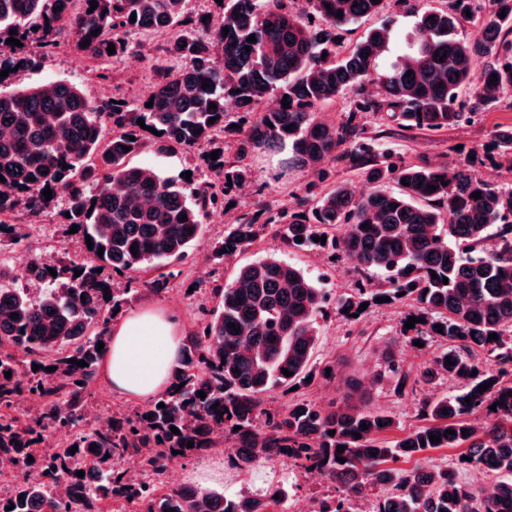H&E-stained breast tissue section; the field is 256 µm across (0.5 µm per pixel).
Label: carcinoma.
<instances>
[{
	"mask_svg": "<svg viewBox=\"0 0 512 512\" xmlns=\"http://www.w3.org/2000/svg\"><path fill=\"white\" fill-rule=\"evenodd\" d=\"M185 2L0 0V45L14 38L34 40L38 48L20 57L0 53V72L38 67L40 56L55 50L63 35L101 79L108 78L103 69L112 58L132 49V32L162 38L159 52L186 61L161 71L147 96L132 103L97 99L66 81L0 90V244L25 238L17 215L43 212L49 202L42 192L50 189L52 198L66 200L67 223L78 226L86 254L52 267L29 260L28 270L45 286L38 301L12 286L0 264V455L10 456L23 474L0 498V512H269L270 503H278L274 495L284 491L266 499L166 485L165 464L173 452L188 458L216 448L226 430L241 468L286 454L336 485L339 497L320 501L315 512H354L353 502L368 487L380 491L372 512H512V188L491 186L471 165L396 160L379 150L365 127L322 115L352 93L358 112H385L406 130L441 131L511 97L512 0H449L448 10L417 14L398 37L375 29L351 47L334 41L338 31L379 13L386 0H308L309 11L300 14L289 12L284 0H224L215 31L186 11ZM340 11L343 16H336ZM467 18L479 24L477 34L459 40L457 27ZM110 43L113 54L107 52ZM478 65L483 76L473 87L470 76ZM204 83L209 87L202 88ZM274 91L289 106L268 107ZM229 99L240 112L235 128L226 122ZM140 119L148 129L137 124ZM226 135L236 147L232 163L224 161V146L217 147L215 160L206 150ZM496 140L512 171V127ZM287 145L284 164L313 170L317 191L266 216L238 215L214 246L212 261L229 263L264 235L279 237L288 248L326 237L325 247L364 275L383 273L387 283L359 286L341 308L356 314L363 302L378 297L410 303L419 319L416 332L448 345L432 357L422 378L446 374L461 381V392L426 401L421 423L395 440L387 438L395 426L391 416L334 401L317 407L291 400L257 426L265 393L286 394L313 376L316 317L325 303L322 289L300 268L266 257L236 267L217 293L218 308L184 344L164 395L131 412L115 409L106 424L57 448L44 447L42 431H67L84 420L88 389L106 352L97 344H108L114 311L133 299L135 279L117 282L110 273L148 272L186 258L204 214L250 183L248 156L280 153ZM148 146L159 153L201 147L200 160L213 178L186 179L180 186L132 163ZM338 157L374 190L358 195L351 181L330 180V164ZM390 181L397 190L386 187ZM474 192L481 198H472ZM134 242L136 255L130 250ZM76 269L82 271L78 277ZM491 333L498 340L489 339ZM447 357L454 365L445 363ZM385 360L401 396L411 375L393 354ZM50 366L56 370L47 371ZM489 380L493 384L478 391ZM26 393L40 400L41 409L20 419L11 411ZM431 434L441 441L431 442ZM74 446L78 450L69 453ZM437 448L461 449L469 464L497 481L475 491L455 468L422 462L424 453ZM130 456L143 457L145 477L112 465ZM86 466L97 469L92 485L77 476Z\"/></svg>",
	"mask_w": 512,
	"mask_h": 512,
	"instance_id": "carcinoma-1",
	"label": "carcinoma"
}]
</instances>
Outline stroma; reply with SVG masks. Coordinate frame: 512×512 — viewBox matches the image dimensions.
Masks as SVG:
<instances>
[{"label":"stroma","mask_w":512,"mask_h":512,"mask_svg":"<svg viewBox=\"0 0 512 512\" xmlns=\"http://www.w3.org/2000/svg\"><path fill=\"white\" fill-rule=\"evenodd\" d=\"M448 0H388L382 14L361 19L340 32L343 46L355 44L369 29L386 26L393 32L406 31L414 22L415 10H444ZM171 59L153 51L140 57L137 51L112 59L109 64V80L94 76L87 57L68 41L45 57L38 70H19L0 80V89L8 91L16 87L64 80L82 85L93 96L114 100L134 101L146 96L161 68L171 66ZM351 95L338 97L327 107L328 119L341 121L353 118L355 124L368 131L381 134L380 145L411 162L428 160L451 166L473 163L483 179L499 187H512V171L502 166L499 150L493 145L494 131L500 126H512V98L501 100L486 112L476 115L472 121L443 131L412 130L397 127L395 122L365 113H353ZM196 148H179L162 154L144 151L134 159L135 164L160 170L164 175L184 178L192 175L195 181L210 179L212 173L199 159ZM267 154L257 153L249 157L257 178L241 192L228 195V210L215 209L203 218L200 237L188 256L170 265V275L165 292L156 294L147 287L150 274H141V285L130 305L138 310L155 303L171 310L179 319L182 333L191 332L209 311L216 308V292L229 282L233 268L227 264L212 262L210 255L214 244L224 236L225 226L240 213L262 206L277 209L307 195L314 181L313 171L306 167L289 170L286 177L274 182L268 180L265 168ZM64 199L54 200L39 216L23 217L27 239L15 245H0V262L9 269H17L29 259L54 264L66 252L72 251V236L63 218ZM275 256L288 260L305 270L324 288L329 300L322 316H319L320 339L313 355L316 367L332 362L336 365L334 380L320 377L300 386L291 396L272 392L264 396L262 406L274 413L282 410L288 399L304 400L317 406L332 401L352 405L368 404L391 416L395 421L389 438L401 437L403 432L418 424L423 404L434 397L450 395L455 384L447 377L422 380L421 373L437 350L443 349L442 340L426 338L422 346H415L416 333L407 329L413 307L396 304L368 305L360 320L350 321L339 310V296L357 291L358 273L344 256H333L325 250H298L285 248L280 239L271 235L257 240L251 248L240 254L238 263ZM394 351L403 370L418 376L419 381L405 396L394 393L395 380L388 373L384 360L386 351ZM353 378L362 384L361 390L351 391L344 384L345 378ZM265 475L272 488L284 489L288 497L276 506L275 512H294L300 505L315 508L317 500L334 497L332 486L322 477L312 476L285 456L264 463L261 470H236L226 477L223 492L227 495L254 494V480Z\"/></svg>","instance_id":"stroma-1"}]
</instances>
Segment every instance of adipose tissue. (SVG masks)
I'll return each instance as SVG.
<instances>
[{"label":"adipose tissue","instance_id":"obj_1","mask_svg":"<svg viewBox=\"0 0 512 512\" xmlns=\"http://www.w3.org/2000/svg\"><path fill=\"white\" fill-rule=\"evenodd\" d=\"M181 332L171 312L147 305L112 325L102 376L113 392L133 400L162 395L178 361Z\"/></svg>","mask_w":512,"mask_h":512}]
</instances>
